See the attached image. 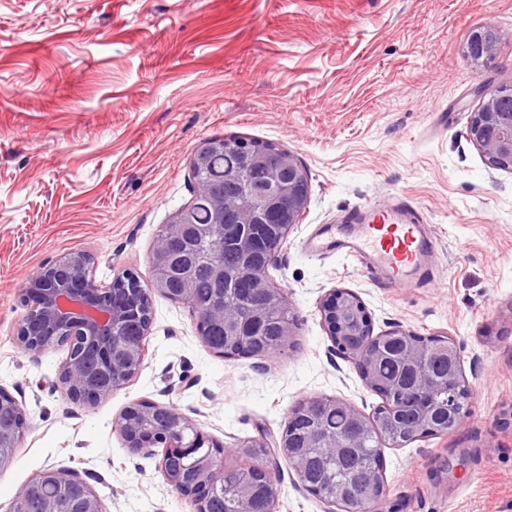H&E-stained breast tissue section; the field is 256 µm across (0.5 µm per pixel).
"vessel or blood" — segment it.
<instances>
[{
	"mask_svg": "<svg viewBox=\"0 0 512 512\" xmlns=\"http://www.w3.org/2000/svg\"><path fill=\"white\" fill-rule=\"evenodd\" d=\"M346 222L330 240V248L356 258L379 285L406 286L430 268L433 241L409 201L385 214L368 204Z\"/></svg>",
	"mask_w": 512,
	"mask_h": 512,
	"instance_id": "b4317fda",
	"label": "vessel or blood"
}]
</instances>
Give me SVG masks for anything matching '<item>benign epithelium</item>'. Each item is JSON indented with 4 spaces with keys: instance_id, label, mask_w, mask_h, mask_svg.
I'll list each match as a JSON object with an SVG mask.
<instances>
[{
    "instance_id": "obj_1",
    "label": "benign epithelium",
    "mask_w": 512,
    "mask_h": 512,
    "mask_svg": "<svg viewBox=\"0 0 512 512\" xmlns=\"http://www.w3.org/2000/svg\"><path fill=\"white\" fill-rule=\"evenodd\" d=\"M492 53L490 37L474 33L468 40L466 55L472 60H485ZM512 101V84L498 88L480 107L470 113L467 126L469 140L482 153L489 167L512 172V110L502 111L497 103ZM293 193L294 206L288 216L281 217L285 235L297 226L309 199L299 194L298 187L308 182L304 166L290 152L285 151L283 166L271 175L259 189L261 199L273 207L283 181ZM189 220L181 213L165 225V234L157 236L150 256L152 273L149 290L172 297L175 302L194 306L190 275L184 274L179 287H172L171 262L177 260V245ZM92 257L85 252H72L53 263L46 264L28 277L23 288L22 301L26 313L16 329V342L30 354H40L56 345L66 344L68 356L61 362L57 387L75 404L95 407L112 393L124 388L140 371L145 349L142 341L112 339L126 320L136 316L142 336H147L153 322V312H143L136 297L143 292L139 277L133 272L123 273L122 289L100 287L89 278ZM265 302L247 312H239L228 302H219L202 313L195 323L203 344H208L204 320H216L225 325L262 323L272 311L291 312L285 290L271 286L268 278L260 281ZM324 329L334 347L355 360L365 384L376 391L390 389L389 382L374 368L380 357L378 337L364 305L346 289H334L320 305ZM316 403L342 407L354 422L366 427L367 419L354 405L330 397H311L297 402L292 410H300ZM0 410H9L19 419V425L8 440L0 437V467L16 458V451L28 430L24 405L5 389L0 388ZM126 448L134 453L154 452L163 448L158 471L166 484L189 500L193 512H211L214 492L224 488V460L220 452L206 445L203 433L176 407L136 401L126 406L114 420ZM427 413H422L412 428L405 432L394 427L381 439L383 448H403L407 444L430 436ZM274 457L254 459L237 470L262 478V487L268 499V512H275L280 493L276 469L284 459L297 478L305 471V452L297 449L288 432L274 441ZM375 492L365 499L355 500L341 485L311 488L302 485L310 495L330 507L328 512H383L387 498L384 474H373ZM44 485H54L60 494L48 499L42 512H103L101 503L91 488L68 469H46L34 474L15 492L8 512H30L33 493Z\"/></svg>"
}]
</instances>
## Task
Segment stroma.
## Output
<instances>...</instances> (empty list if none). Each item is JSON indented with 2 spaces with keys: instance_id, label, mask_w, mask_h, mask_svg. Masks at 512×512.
Instances as JSON below:
<instances>
[{
  "instance_id": "35a3bbf8",
  "label": "stroma",
  "mask_w": 512,
  "mask_h": 512,
  "mask_svg": "<svg viewBox=\"0 0 512 512\" xmlns=\"http://www.w3.org/2000/svg\"><path fill=\"white\" fill-rule=\"evenodd\" d=\"M480 29L495 34L484 62L465 54ZM510 83L512 0H0V387L29 422L0 468V512L50 467L87 481L104 512H192L157 457L114 430L135 401L173 404L226 448L279 437L304 398L373 415L381 398L321 322L338 288L375 332L452 337L472 388L459 431L384 449L388 504L512 512V173L467 136L483 95ZM229 135L288 149L309 175L269 270L293 306L290 347L218 356L191 309L156 293L138 375L98 406L71 403L55 385L66 346L15 341L27 278L83 250L98 285L148 280L158 231L194 197L193 147ZM396 196L427 220L431 283L378 288L352 258L313 249L346 211ZM277 478L276 512H325L287 462ZM316 403L322 404H331L333 406L342 407L348 414L351 415L354 422L360 427H366L369 423H372L373 420L367 419L354 405L344 402L341 400L333 399L330 397H311L308 399H304L302 401L297 402L289 411L288 417L290 416L292 411L300 410L306 407H311Z\"/></svg>"
}]
</instances>
